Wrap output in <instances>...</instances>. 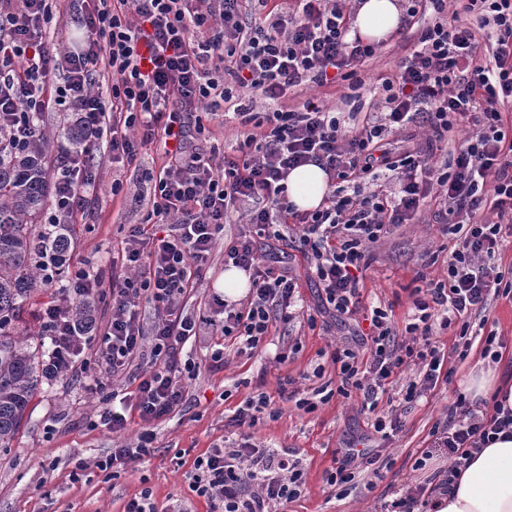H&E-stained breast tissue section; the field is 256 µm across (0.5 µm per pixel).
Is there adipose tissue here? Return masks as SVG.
Returning <instances> with one entry per match:
<instances>
[{"instance_id": "adipose-tissue-1", "label": "adipose tissue", "mask_w": 512, "mask_h": 512, "mask_svg": "<svg viewBox=\"0 0 512 512\" xmlns=\"http://www.w3.org/2000/svg\"><path fill=\"white\" fill-rule=\"evenodd\" d=\"M398 0H357L353 30L363 41L381 43L400 25ZM288 197L297 209L317 208L327 192V176L315 164L290 171ZM471 399L497 398L512 410V375L492 367H480L461 383ZM435 512H512V437L501 438L475 453L451 492L439 495Z\"/></svg>"}]
</instances>
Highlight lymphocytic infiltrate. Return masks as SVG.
I'll return each mask as SVG.
<instances>
[{
    "instance_id": "lymphocytic-infiltrate-1",
    "label": "lymphocytic infiltrate",
    "mask_w": 512,
    "mask_h": 512,
    "mask_svg": "<svg viewBox=\"0 0 512 512\" xmlns=\"http://www.w3.org/2000/svg\"><path fill=\"white\" fill-rule=\"evenodd\" d=\"M402 2L401 25L414 29V44L383 77L361 124L348 130L322 101L291 110L282 101L306 83L360 86L358 68L375 49L350 38V0H93L70 47L56 51L46 31L62 15L61 0H0V139L27 149L36 138L30 114L75 112L92 133L109 134L113 163L133 160L148 144L164 159L152 177L151 208L125 241L124 271L106 282L83 269L69 275L76 294L104 287L112 299V319L85 363L93 392L103 396L96 423L120 433L134 413L141 425L136 444L113 449L102 469L117 475L150 454L156 423L182 404L197 376L181 354L202 326L253 350L274 324L292 320L296 279L257 256V239L283 240L282 226L300 228L298 250L319 287L307 322L326 330L361 312L358 273L370 244L412 223L425 202L456 239L447 278L429 282L414 302L418 316L405 327L406 341L387 310L375 307L368 332L330 355L339 367L337 394L360 391L385 439L397 431L396 417L376 408L397 370H419L406 387L408 402L451 380L433 317L445 328L459 323L453 351L463 360L473 345L465 317L495 297H512V280L492 262L503 239L512 238V123L503 119L512 112V0H466L459 12L448 0ZM224 105L242 130V157L219 164L201 139V118ZM417 122L429 128L423 144L398 155L383 149L386 136ZM458 128L468 129V138L435 166L439 145ZM308 163L325 171L328 193L317 209L301 212L288 199L286 180ZM85 164L80 154L58 169L48 223L83 219V192L93 184ZM241 208L248 230L225 237V224ZM219 244L225 265L248 275L249 295L239 303L218 299L222 320L203 324L185 315L183 302ZM145 303L156 312L149 328L140 319ZM67 308L57 299L42 312L54 372L71 368L89 341ZM138 360L148 368L133 394H106L112 378ZM511 430V410L481 413L457 395L437 441L448 454L443 486L472 452ZM377 461L373 451L344 449L326 482L347 487ZM303 475L299 459L245 434L198 455L190 489L210 512H274L300 495Z\"/></svg>"
}]
</instances>
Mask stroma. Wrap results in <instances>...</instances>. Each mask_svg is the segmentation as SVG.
<instances>
[{"label":"stroma","instance_id":"stroma-1","mask_svg":"<svg viewBox=\"0 0 512 512\" xmlns=\"http://www.w3.org/2000/svg\"><path fill=\"white\" fill-rule=\"evenodd\" d=\"M106 140H99L93 152L95 189L86 196V217L72 225V248L67 268L111 270L121 263L124 241L130 225L141 222L146 207L134 204L138 173L159 169L162 159L154 146L140 149L133 163L125 168L126 183L120 195H113V170L107 156ZM452 239L432 224L429 213H422L417 224L400 225L394 232L371 246V262L363 273L366 301L391 309L397 328H404L417 288L425 279L447 275L446 257ZM209 270L185 299V314L213 315L214 295L224 273V248L216 246ZM472 326L486 325L497 332L503 345L501 357L512 370V299L499 297L488 305L484 315H472ZM459 324L439 331L437 339L449 352L448 365L454 374L451 383L438 384L426 398L404 402L400 390L409 373L396 377L392 388L379 401L382 412H394L399 429L388 441L372 428L373 418L361 409L359 392L336 396L313 411L299 409L297 400L310 397L314 388H336L338 377L327 366L325 354L350 332L340 325L331 331L310 327L303 318L278 327L271 345L253 353H238L227 344L224 365L215 370L207 363V350L214 339L203 335L187 343L184 353L199 367V374L186 388L185 401L155 428L154 448L136 470L109 476L99 461L112 449L134 443L140 430L138 418H131L125 432L113 434L93 426L99 406L97 394L87 390L83 365L94 354L84 350L72 368L56 375L51 386L41 390L30 404L19 433L9 447H0V512H123L127 502L142 490H150L158 512H207L208 505L189 488L190 463L211 446L238 437L240 429L232 417L249 396L265 393L281 408L278 419L261 417L249 433L257 441L290 450L299 458L305 484L300 496L279 507L278 512H379L383 502L398 497L403 488L438 483L448 461L441 456L415 469L414 462L431 444V433L443 424L448 407L460 391L459 383L482 358L481 344H474L467 359L451 351ZM286 354L277 363L275 353ZM322 375H315V368ZM288 388H281V380ZM288 398H281V391ZM359 440L379 453L382 480L362 472L356 487L342 492L330 487L325 472L333 464L337 449ZM374 489H366L367 481Z\"/></svg>","mask_w":512,"mask_h":512}]
</instances>
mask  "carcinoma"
<instances>
[{"mask_svg":"<svg viewBox=\"0 0 512 512\" xmlns=\"http://www.w3.org/2000/svg\"><path fill=\"white\" fill-rule=\"evenodd\" d=\"M37 144L30 151L0 146V446L18 433L25 412L43 383L52 380L45 356L46 336L18 330L25 307L37 295L67 296V289L43 287L44 272L59 269L71 245L67 224H44L51 194L45 158L50 140L43 114L32 116ZM68 149L77 151L89 139L78 118L66 123ZM99 298L72 299L70 314L88 328Z\"/></svg>","mask_w":512,"mask_h":512,"instance_id":"cac0c4a2","label":"carcinoma"}]
</instances>
